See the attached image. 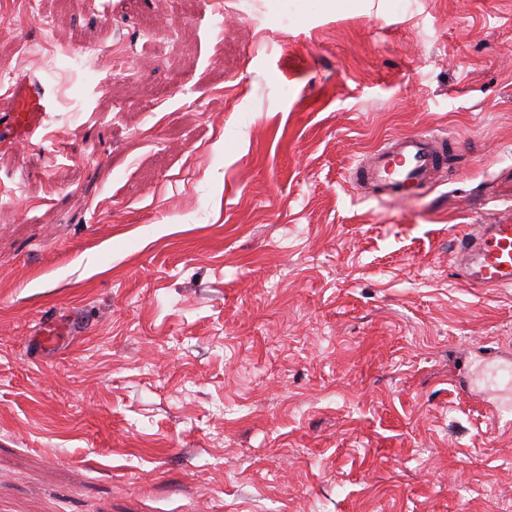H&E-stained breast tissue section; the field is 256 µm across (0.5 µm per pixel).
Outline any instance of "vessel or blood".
I'll use <instances>...</instances> for the list:
<instances>
[{
    "mask_svg": "<svg viewBox=\"0 0 512 512\" xmlns=\"http://www.w3.org/2000/svg\"><path fill=\"white\" fill-rule=\"evenodd\" d=\"M12 106L0 113V144L15 146L39 136L50 94L38 79L19 80L8 91ZM447 136L398 134L358 162L349 177L367 196L410 198L432 188L448 170ZM465 281L490 288L512 286V224H473L458 246Z\"/></svg>",
    "mask_w": 512,
    "mask_h": 512,
    "instance_id": "b4317fda",
    "label": "vessel or blood"
}]
</instances>
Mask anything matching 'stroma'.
<instances>
[{
  "label": "stroma",
  "mask_w": 512,
  "mask_h": 512,
  "mask_svg": "<svg viewBox=\"0 0 512 512\" xmlns=\"http://www.w3.org/2000/svg\"><path fill=\"white\" fill-rule=\"evenodd\" d=\"M21 71L0 512H512V288L454 255L512 223V0H0ZM418 131L446 178L353 191ZM8 95L12 106L0 113V144L13 147L39 136L51 98L46 86L31 77L20 79ZM451 145L439 133L398 134L358 162L349 178L363 195L410 198L432 188L447 173Z\"/></svg>",
  "instance_id": "1"
}]
</instances>
